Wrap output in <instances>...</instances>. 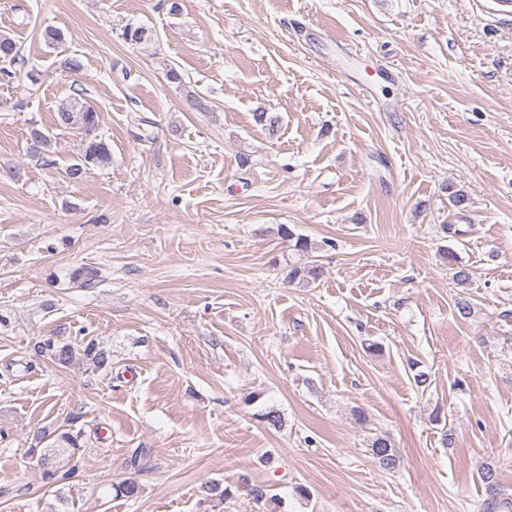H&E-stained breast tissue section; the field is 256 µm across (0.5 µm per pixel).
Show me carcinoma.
I'll return each instance as SVG.
<instances>
[{
    "label": "carcinoma",
    "mask_w": 512,
    "mask_h": 512,
    "mask_svg": "<svg viewBox=\"0 0 512 512\" xmlns=\"http://www.w3.org/2000/svg\"><path fill=\"white\" fill-rule=\"evenodd\" d=\"M121 38L127 43L145 46L152 42L154 35L143 25L129 23L124 26ZM21 61L22 56L15 40L7 34H0V62L19 64ZM99 122V112L81 97H68L58 104L55 127L74 131L83 136L79 162L71 165L67 170L68 177L74 181L82 179L88 170L104 169L112 163L110 145L105 140L93 136ZM52 138L53 135L50 131L35 121L27 127L28 153L40 157L47 166L51 165L47 156L52 147ZM278 234L287 240L292 250L300 256L313 251L312 243L308 238L295 234L285 224L280 225ZM446 258L450 262L451 269L454 270L453 279L456 284L462 288L469 287L473 278L471 268L463 264L451 251L447 252ZM320 275L321 270L317 265L291 262L288 264L286 279L290 283L310 286L319 279ZM75 280L79 281L82 287H92L101 281L100 270L92 266L84 267L78 272ZM35 349L41 355L47 356L53 363L61 366L66 367L76 361H81L94 373L102 372L107 375L112 372V351L93 338L84 342L78 350L69 343L60 344L51 340L36 343ZM37 443L42 445V448H33L31 452L38 454V464L42 469L48 488L52 489L59 483L70 479L77 467L74 459L85 445L84 431L81 429L76 431L64 424L54 426L43 430L37 437ZM371 453L381 468L392 471L398 467L399 457L390 437L378 435L373 438ZM480 478L490 496V499L480 506V510L482 512H502L505 509L507 512H512V498L504 496L496 467L491 464L485 465ZM111 490L112 496L115 498L133 499L141 493L140 485L134 480L113 483ZM202 492L205 500L216 509L232 496L231 489L218 480L205 482Z\"/></svg>",
    "instance_id": "obj_1"
}]
</instances>
